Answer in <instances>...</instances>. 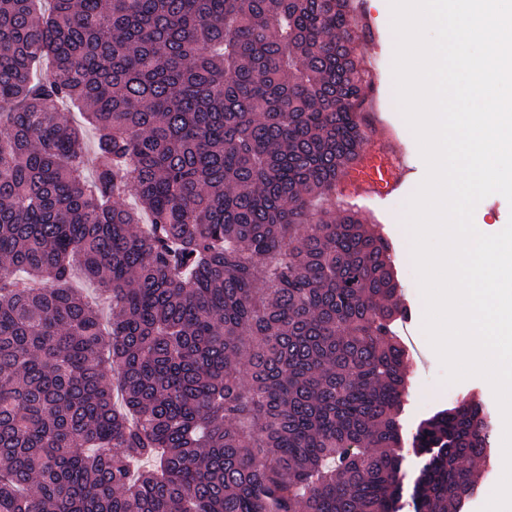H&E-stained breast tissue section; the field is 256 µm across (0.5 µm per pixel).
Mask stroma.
Returning <instances> with one entry per match:
<instances>
[{
  "mask_svg": "<svg viewBox=\"0 0 512 512\" xmlns=\"http://www.w3.org/2000/svg\"><path fill=\"white\" fill-rule=\"evenodd\" d=\"M353 7L362 29L358 51L371 78L369 100L374 117L370 134L371 146L375 149L393 146L405 148L408 164L414 167L415 172L406 179L398 194L385 201L371 200L361 189L346 186L340 187L336 201L360 207L371 223L383 226L393 241L398 276L410 305L409 316L399 324L398 330L401 336L413 337L422 352L421 358L413 360L408 368L406 419L409 429L413 430L436 410L450 407L456 399L469 391H485L486 385L484 379L479 377L445 384L444 368L423 330L425 304L417 271L405 266L402 254L409 243V234L404 223L406 203L423 181L426 164L396 100L393 36L388 26L390 0H354Z\"/></svg>",
  "mask_w": 512,
  "mask_h": 512,
  "instance_id": "1",
  "label": "stroma"
}]
</instances>
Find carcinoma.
Listing matches in <instances>:
<instances>
[{"label":"carcinoma","mask_w":512,"mask_h":512,"mask_svg":"<svg viewBox=\"0 0 512 512\" xmlns=\"http://www.w3.org/2000/svg\"><path fill=\"white\" fill-rule=\"evenodd\" d=\"M51 2L0 0V512H400L394 247L328 206L371 125L351 0ZM494 442L474 397L421 421L415 512Z\"/></svg>","instance_id":"cac0c4a2"}]
</instances>
